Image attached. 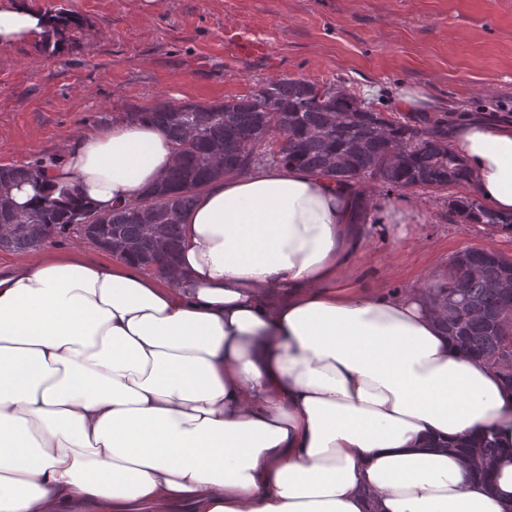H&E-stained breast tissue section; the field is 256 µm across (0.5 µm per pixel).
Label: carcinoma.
<instances>
[{"label": "carcinoma", "mask_w": 512, "mask_h": 512, "mask_svg": "<svg viewBox=\"0 0 512 512\" xmlns=\"http://www.w3.org/2000/svg\"><path fill=\"white\" fill-rule=\"evenodd\" d=\"M123 118L161 127L174 144L176 161L160 185L178 190L187 181L194 190L174 197L148 193L137 201L98 215L75 190L61 200L46 192L43 161L1 165L0 179L13 190L33 195L24 203L0 204V250L27 252L65 233L82 220L101 217L100 238L129 248V259L164 273L177 259L182 221L196 192L228 173L248 170L263 158L286 167L323 173L336 181L358 184L375 180L389 189L443 187L467 183L470 173L445 141L446 125L423 118L412 124L390 120L373 103L331 86L303 79L269 80L254 93L222 104L161 102L127 112ZM288 134V150L275 157L270 141ZM412 139L417 151L394 153ZM465 224L512 229V214L501 215L477 199L452 203ZM148 209L160 232L149 234L139 220ZM512 274V260L482 248L458 254L448 281L432 297L444 329L457 345L485 361L512 387V288L495 282ZM455 451L480 463L476 478L493 485V467L503 449L492 439L466 440Z\"/></svg>", "instance_id": "1"}]
</instances>
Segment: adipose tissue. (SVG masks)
<instances>
[{"mask_svg": "<svg viewBox=\"0 0 512 512\" xmlns=\"http://www.w3.org/2000/svg\"><path fill=\"white\" fill-rule=\"evenodd\" d=\"M49 15L0 9V45ZM451 148L512 213V126ZM174 147L147 121L81 133L54 181L97 212L137 201ZM268 163L215 179L160 274L45 247L0 275V512H512V390L447 336L427 288L351 279L366 243L415 224L397 195ZM507 453L493 487L453 447Z\"/></svg>", "mask_w": 512, "mask_h": 512, "instance_id": "1", "label": "adipose tissue"}]
</instances>
